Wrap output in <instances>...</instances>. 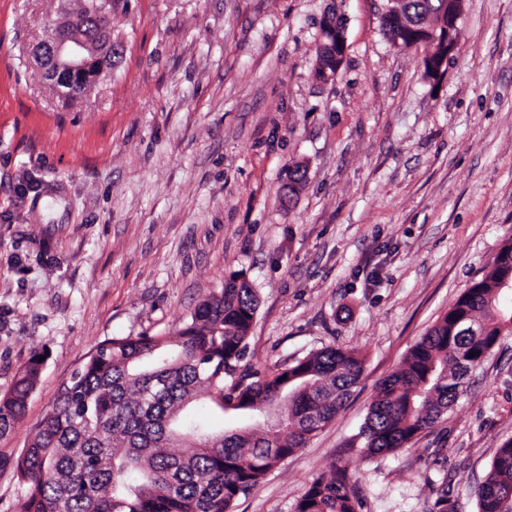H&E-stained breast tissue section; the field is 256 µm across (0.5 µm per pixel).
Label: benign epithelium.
I'll return each mask as SVG.
<instances>
[{
	"mask_svg": "<svg viewBox=\"0 0 512 512\" xmlns=\"http://www.w3.org/2000/svg\"><path fill=\"white\" fill-rule=\"evenodd\" d=\"M60 3L57 18L48 25L44 37L37 43L35 59L44 68L50 81L54 82L59 75L64 74L73 78L85 77L93 84L98 78L95 64L102 45L112 42V39L103 40L88 33L79 11L70 7V0H60ZM389 3L383 17L386 23L401 31V36L396 38V47L409 50L421 45H442L441 51H429L423 57L425 76L434 82L438 81L456 46L455 32L462 16V0H444L439 21L431 27L407 21L394 9L399 0H389ZM320 30L316 68L322 73L320 80L326 83L334 78L330 69L342 67L346 57V23L336 7L323 13Z\"/></svg>",
	"mask_w": 512,
	"mask_h": 512,
	"instance_id": "1",
	"label": "benign epithelium"
}]
</instances>
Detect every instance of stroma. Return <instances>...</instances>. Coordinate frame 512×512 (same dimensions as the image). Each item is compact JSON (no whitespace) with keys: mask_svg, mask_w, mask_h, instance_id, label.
I'll return each instance as SVG.
<instances>
[{"mask_svg":"<svg viewBox=\"0 0 512 512\" xmlns=\"http://www.w3.org/2000/svg\"><path fill=\"white\" fill-rule=\"evenodd\" d=\"M336 5L347 51L314 76ZM386 0H120L110 71L68 100L30 58L55 0H0V396L44 357L23 418L0 438V512L16 461L62 382L112 338L177 340L230 275L259 306L245 365L329 345L363 374L307 445L233 512H293L347 470L358 512H478L512 439V334L410 447L365 456L380 382L512 240V0H463L439 83L424 48L394 49ZM307 180L293 197L289 166Z\"/></svg>","mask_w":512,"mask_h":512,"instance_id":"stroma-1","label":"stroma"}]
</instances>
